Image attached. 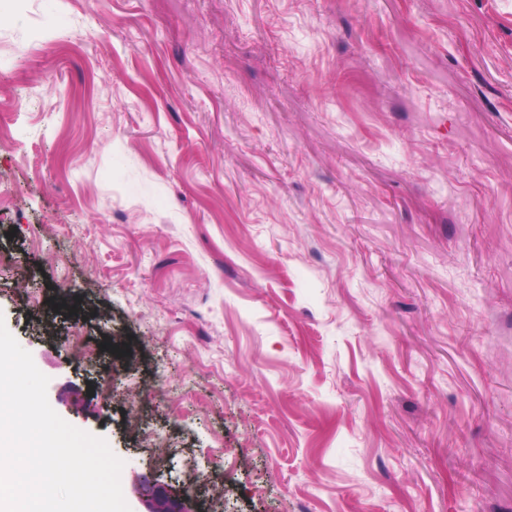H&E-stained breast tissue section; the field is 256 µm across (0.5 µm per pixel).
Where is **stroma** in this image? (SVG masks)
<instances>
[{
	"label": "stroma",
	"mask_w": 512,
	"mask_h": 512,
	"mask_svg": "<svg viewBox=\"0 0 512 512\" xmlns=\"http://www.w3.org/2000/svg\"><path fill=\"white\" fill-rule=\"evenodd\" d=\"M0 318L197 512H512V0H0Z\"/></svg>",
	"instance_id": "35a3bbf8"
}]
</instances>
